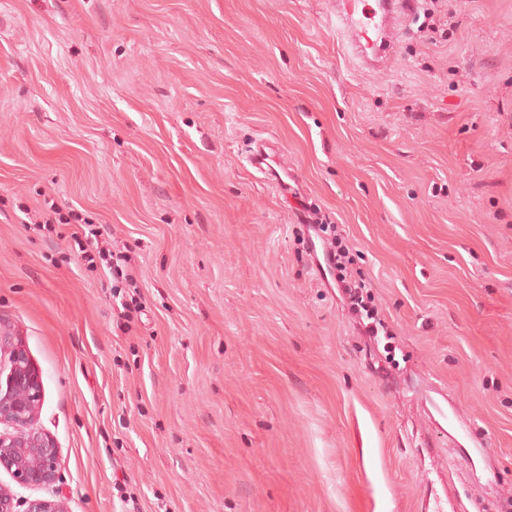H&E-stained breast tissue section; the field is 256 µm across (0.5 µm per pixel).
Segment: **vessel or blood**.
<instances>
[{
	"label": "vessel or blood",
	"mask_w": 512,
	"mask_h": 512,
	"mask_svg": "<svg viewBox=\"0 0 512 512\" xmlns=\"http://www.w3.org/2000/svg\"><path fill=\"white\" fill-rule=\"evenodd\" d=\"M416 5V0H336V32L358 63L380 66L393 54L394 33ZM430 405L437 415L438 433L454 425L464 437H471L470 425L455 423L444 401L434 399Z\"/></svg>",
	"instance_id": "b4317fda"
}]
</instances>
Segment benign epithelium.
Here are the masks:
<instances>
[{"label":"benign epithelium","mask_w":512,"mask_h":512,"mask_svg":"<svg viewBox=\"0 0 512 512\" xmlns=\"http://www.w3.org/2000/svg\"><path fill=\"white\" fill-rule=\"evenodd\" d=\"M9 350L8 362H0V469L10 472L21 485L50 486L58 479L59 448L44 433L31 428L42 401L40 376L26 351L12 344L0 331V354ZM0 512H65L62 501L32 499L22 503L0 487Z\"/></svg>","instance_id":"7a95c632"}]
</instances>
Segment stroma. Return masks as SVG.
Returning a JSON list of instances; mask_svg holds the SVG:
<instances>
[{"label":"stroma","mask_w":512,"mask_h":512,"mask_svg":"<svg viewBox=\"0 0 512 512\" xmlns=\"http://www.w3.org/2000/svg\"><path fill=\"white\" fill-rule=\"evenodd\" d=\"M382 70L329 0H0V329L66 512H512V0H424ZM287 158L286 184L250 163ZM82 209L101 272L22 208ZM336 226L385 331L317 266ZM489 460L437 434L440 388ZM32 224H42L47 230H52L50 225L53 224H79L80 233L75 232L72 239L77 245L82 260L86 262L87 268L98 270L101 268L107 275L112 276V280L116 279L121 282L123 279L130 288H138L133 274L130 272L129 264L131 259L120 250H114L112 242L107 239L100 238L102 236L95 224H90L82 214L75 209L69 208L63 212L54 200L44 199L41 209L39 221Z\"/></svg>","instance_id":"35a3bbf8"}]
</instances>
